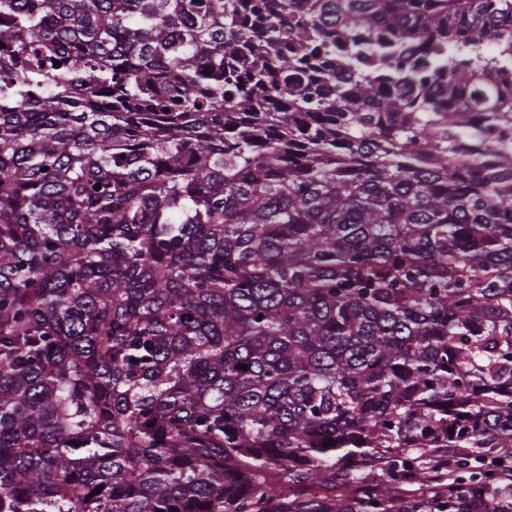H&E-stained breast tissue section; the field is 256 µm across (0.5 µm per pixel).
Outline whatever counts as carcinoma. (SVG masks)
<instances>
[{"label":"carcinoma","mask_w":512,"mask_h":512,"mask_svg":"<svg viewBox=\"0 0 512 512\" xmlns=\"http://www.w3.org/2000/svg\"><path fill=\"white\" fill-rule=\"evenodd\" d=\"M0 15V512H512V0ZM471 118L473 120L470 122V125L467 126V134L474 142L475 151L471 156V165L473 167L478 166L493 150H512V128L505 136L489 139L477 134L478 129L475 127L477 123L476 116L472 115Z\"/></svg>","instance_id":"cac0c4a2"}]
</instances>
